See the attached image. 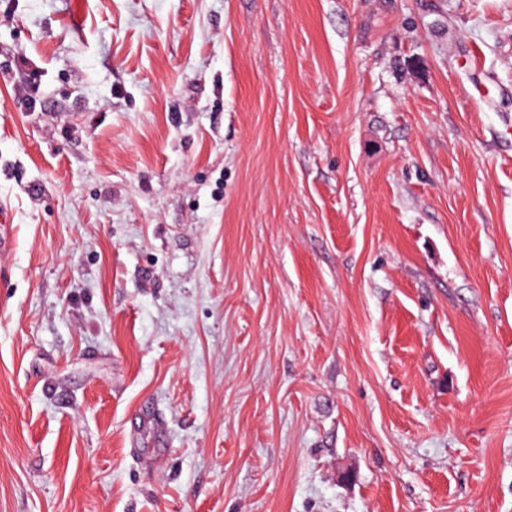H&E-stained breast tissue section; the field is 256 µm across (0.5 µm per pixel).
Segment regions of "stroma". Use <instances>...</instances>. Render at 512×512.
I'll use <instances>...</instances> for the list:
<instances>
[{
  "label": "stroma",
  "instance_id": "35a3bbf8",
  "mask_svg": "<svg viewBox=\"0 0 512 512\" xmlns=\"http://www.w3.org/2000/svg\"><path fill=\"white\" fill-rule=\"evenodd\" d=\"M0 512H512V0H0Z\"/></svg>",
  "mask_w": 512,
  "mask_h": 512
}]
</instances>
